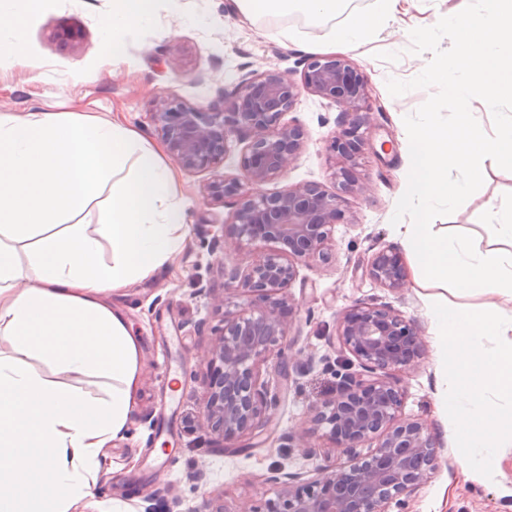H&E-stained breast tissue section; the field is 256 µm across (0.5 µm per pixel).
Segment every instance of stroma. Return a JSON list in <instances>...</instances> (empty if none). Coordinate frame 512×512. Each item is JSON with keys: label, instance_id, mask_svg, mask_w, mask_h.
<instances>
[{"label": "stroma", "instance_id": "35a3bbf8", "mask_svg": "<svg viewBox=\"0 0 512 512\" xmlns=\"http://www.w3.org/2000/svg\"><path fill=\"white\" fill-rule=\"evenodd\" d=\"M468 0H400L384 26L348 59L366 75L372 109L370 145L352 167L357 188L344 193L325 259L301 262L288 289L293 306L288 363L269 357L261 374L276 405L266 431L224 440L197 427L211 357L224 326V270L247 266L257 249L221 235L233 199L212 200L214 174L177 169V190L187 203L189 234L184 249L154 276L110 295L122 307L141 343L143 372L127 430L100 458L93 494L70 512H205L208 500L222 495L230 512H259L274 498L272 470L295 473L339 461L326 438L310 435L311 408L336 393L335 348L339 314L356 304L389 305L421 328L425 353L397 372L403 393L402 415L431 423L440 448L435 470L410 497L405 512H512V447L499 451L493 478L468 475L455 443L454 426L436 406L441 382L440 356L413 266L404 285L390 290L370 280L364 265L375 252L401 248L391 224L404 191L408 156L404 116L415 112L429 93L415 89L394 97L388 79L409 80L430 60L409 52V33L430 27ZM382 0H352L346 10L314 25L304 18L246 17L235 0H156L155 20L130 29L123 54L112 58L102 30L111 0H42L26 23L22 48L0 64V115L30 112L118 114L146 143L171 154L152 121L154 101L174 91L194 105L218 102L240 78L274 66L300 79L303 46H328L334 30L356 16L382 9ZM72 30L71 40L60 37ZM339 107L302 93L292 110L306 132V143L285 176L271 190L317 183L334 189V161L328 150ZM484 183L451 215L435 219L436 230L472 235L487 246L494 235L480 221L491 206H502L512 192V171L494 161L482 163Z\"/></svg>", "mask_w": 512, "mask_h": 512}]
</instances>
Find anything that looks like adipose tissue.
Returning a JSON list of instances; mask_svg holds the SVG:
<instances>
[{
  "mask_svg": "<svg viewBox=\"0 0 512 512\" xmlns=\"http://www.w3.org/2000/svg\"><path fill=\"white\" fill-rule=\"evenodd\" d=\"M155 2L112 0L109 54H121L131 26L152 22ZM396 2L357 17L334 45L358 48ZM40 3L0 7V56ZM237 3L250 17L298 7L319 18L343 0ZM185 207L172 167L132 127L76 112L0 116V512H69L90 494L97 457L130 420L142 363L106 297L183 249Z\"/></svg>",
  "mask_w": 512,
  "mask_h": 512,
  "instance_id": "1",
  "label": "adipose tissue"
}]
</instances>
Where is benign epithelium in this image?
<instances>
[{
  "instance_id": "benign-epithelium-1",
  "label": "benign epithelium",
  "mask_w": 512,
  "mask_h": 512,
  "mask_svg": "<svg viewBox=\"0 0 512 512\" xmlns=\"http://www.w3.org/2000/svg\"><path fill=\"white\" fill-rule=\"evenodd\" d=\"M342 107L329 149L345 162L368 146V80L348 58L313 55L303 61L296 82L275 67L242 76L221 110L188 104L170 91L156 98L152 120L173 159L189 170L219 171L230 143L243 145L238 172L222 173L210 185L216 200L232 198L236 209L221 231L263 247L251 264L224 271V299L252 293L259 299L224 312L215 354L207 361L203 407L198 422L231 439L251 434L268 420L272 398L260 381V368L285 349L291 328L287 287L296 263L325 258L341 216L340 195L316 183L269 192L305 147L303 129L285 120L301 92ZM366 275L385 288L404 284L399 252L372 255ZM338 352L358 364L336 370V396L313 410L312 432L340 450L341 462L315 471L271 476L281 483L277 498L263 512H403L405 501L435 469L437 451L427 422L401 415L402 394L395 373L424 353L421 331L388 306L357 305L343 311L336 327Z\"/></svg>"
}]
</instances>
